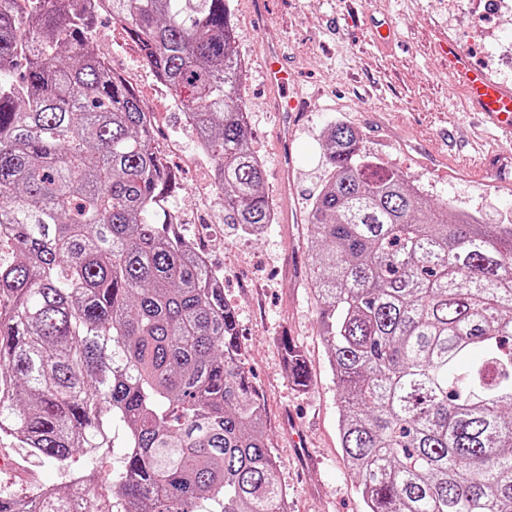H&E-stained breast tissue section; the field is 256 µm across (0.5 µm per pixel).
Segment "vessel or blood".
I'll return each mask as SVG.
<instances>
[{
  "label": "vessel or blood",
  "instance_id": "1",
  "mask_svg": "<svg viewBox=\"0 0 512 512\" xmlns=\"http://www.w3.org/2000/svg\"><path fill=\"white\" fill-rule=\"evenodd\" d=\"M448 64L456 84L467 93L473 107L481 112L494 129L498 140L512 142V88L493 82L473 66L456 45L448 47ZM263 77L272 90L279 117L280 138L284 146L279 177L281 185L290 182L292 164L289 146L295 120L300 111V92L292 84L291 73L279 44L264 46Z\"/></svg>",
  "mask_w": 512,
  "mask_h": 512
}]
</instances>
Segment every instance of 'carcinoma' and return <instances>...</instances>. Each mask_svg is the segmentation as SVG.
<instances>
[{"mask_svg": "<svg viewBox=\"0 0 512 512\" xmlns=\"http://www.w3.org/2000/svg\"><path fill=\"white\" fill-rule=\"evenodd\" d=\"M85 0H0V435L64 469L112 447L97 512H288L224 273L168 222L176 178L135 91L88 51ZM195 125L224 223L263 191L228 0H111ZM307 213L337 436L365 512H512V224L448 214L341 122ZM293 383L304 352L279 340ZM70 480L0 512H87ZM126 435V427L122 425L114 426L112 429V436L115 448L105 450L97 463V473L99 474V477L95 494L94 496H91L96 504H98L100 494L109 490L108 484L105 482L108 474L113 471L120 470L123 466L125 448L121 447L125 444Z\"/></svg>", "mask_w": 512, "mask_h": 512, "instance_id": "1", "label": "carcinoma"}]
</instances>
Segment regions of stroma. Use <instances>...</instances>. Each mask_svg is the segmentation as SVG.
<instances>
[{"mask_svg": "<svg viewBox=\"0 0 512 512\" xmlns=\"http://www.w3.org/2000/svg\"><path fill=\"white\" fill-rule=\"evenodd\" d=\"M246 66L241 96L251 146L264 170V188L282 211L276 166L280 150L276 117L260 73L258 38L283 42L305 98V116L292 144L296 203L308 213L324 187L328 165L322 143L341 121L359 129L367 153L438 204L512 224V174L501 177L486 158L512 164V145L485 128L448 68L447 43L459 46L492 79L512 87V10L500 0H273L254 26L248 0H230ZM391 28L388 42L371 31ZM88 49L107 59L155 113L154 145L179 176L170 196L190 240L205 239L208 261L224 273V294L234 306L246 368L264 403L267 440L288 494V512H363L355 475L344 464L336 438L339 393L320 336L311 295L313 255L308 224L276 222L249 239L224 222V206L201 209L198 191L211 168L197 159L192 134L169 89L159 83L139 48L109 15H99ZM304 351L310 384L299 390L285 370L279 337ZM127 429H112L113 448L97 465L75 454L69 471L33 457L18 442L0 437V489L24 494L64 486L67 472L96 468L97 492L123 466Z\"/></svg>", "mask_w": 512, "mask_h": 512, "instance_id": "obj_1", "label": "stroma"}]
</instances>
